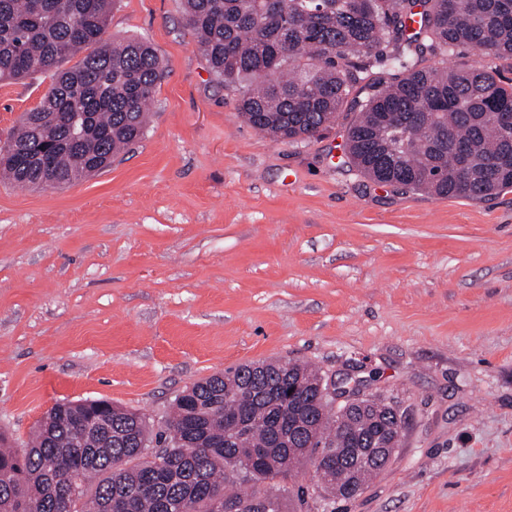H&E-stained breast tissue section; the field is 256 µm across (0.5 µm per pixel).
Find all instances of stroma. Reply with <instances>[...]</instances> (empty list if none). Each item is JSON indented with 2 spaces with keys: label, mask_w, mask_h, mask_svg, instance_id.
Masks as SVG:
<instances>
[{
  "label": "stroma",
  "mask_w": 512,
  "mask_h": 512,
  "mask_svg": "<svg viewBox=\"0 0 512 512\" xmlns=\"http://www.w3.org/2000/svg\"><path fill=\"white\" fill-rule=\"evenodd\" d=\"M111 37L166 70L147 131L51 188L0 179V435L58 402L153 421L243 363H311L395 398L389 464L314 512H512V190L396 192L346 164V122L298 143L238 116L182 0H116ZM47 73L0 81V143Z\"/></svg>",
  "instance_id": "1"
}]
</instances>
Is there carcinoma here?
<instances>
[{
    "label": "carcinoma",
    "instance_id": "carcinoma-1",
    "mask_svg": "<svg viewBox=\"0 0 512 512\" xmlns=\"http://www.w3.org/2000/svg\"><path fill=\"white\" fill-rule=\"evenodd\" d=\"M212 73L275 142L353 113L345 153L397 191L485 199L512 188V83L430 66L459 48L512 61V0H183ZM114 0H0V81L53 72L4 143L0 175L57 187L137 143L165 67L145 40L105 38ZM73 66H59L71 59ZM299 363L242 364L197 381L164 422L105 400L56 403L19 451L0 448V512H302L349 500L388 464L402 414L351 409ZM316 480H293L302 462ZM276 492L261 489L266 482Z\"/></svg>",
    "mask_w": 512,
    "mask_h": 512
}]
</instances>
